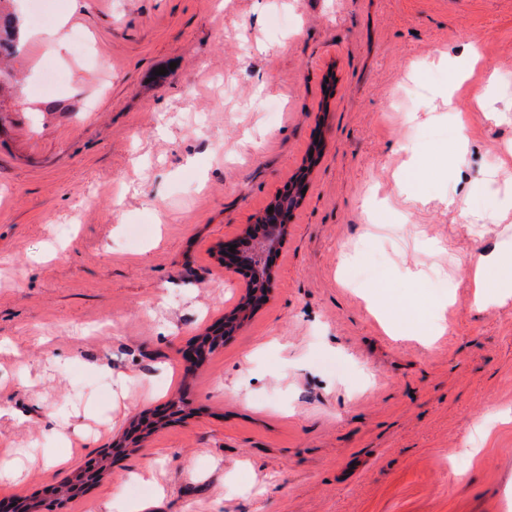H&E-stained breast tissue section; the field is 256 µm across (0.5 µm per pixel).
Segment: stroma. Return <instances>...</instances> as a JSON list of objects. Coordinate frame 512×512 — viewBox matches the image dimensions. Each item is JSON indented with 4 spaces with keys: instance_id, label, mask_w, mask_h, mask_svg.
<instances>
[{
    "instance_id": "1",
    "label": "stroma",
    "mask_w": 512,
    "mask_h": 512,
    "mask_svg": "<svg viewBox=\"0 0 512 512\" xmlns=\"http://www.w3.org/2000/svg\"><path fill=\"white\" fill-rule=\"evenodd\" d=\"M55 20L88 52L23 39L0 72V497L46 496L181 395L65 512H512V306L475 311L461 269L512 212L440 204L482 209L490 177L512 198V0H58ZM301 173L266 301L188 369L178 348L246 294L221 245ZM444 296L428 344L372 308L413 324Z\"/></svg>"
}]
</instances>
